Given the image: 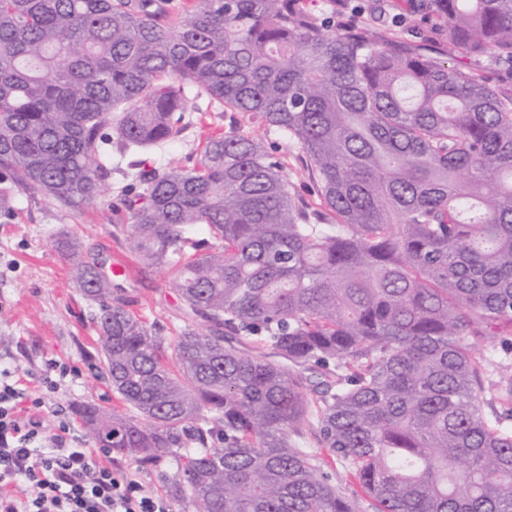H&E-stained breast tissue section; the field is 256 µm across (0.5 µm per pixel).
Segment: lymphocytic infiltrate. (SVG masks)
<instances>
[{"label": "lymphocytic infiltrate", "mask_w": 512, "mask_h": 512, "mask_svg": "<svg viewBox=\"0 0 512 512\" xmlns=\"http://www.w3.org/2000/svg\"><path fill=\"white\" fill-rule=\"evenodd\" d=\"M40 394L0 364V512H171L168 500L103 464L69 423L48 432Z\"/></svg>", "instance_id": "f902f5d3"}]
</instances>
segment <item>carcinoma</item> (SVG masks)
<instances>
[{"label":"carcinoma","mask_w":512,"mask_h":512,"mask_svg":"<svg viewBox=\"0 0 512 512\" xmlns=\"http://www.w3.org/2000/svg\"><path fill=\"white\" fill-rule=\"evenodd\" d=\"M423 8L413 44L307 0H0V215L30 189L91 204L112 151L180 135L192 90L288 136L315 175L309 211L235 131L191 167L129 164L125 240L169 273L173 337L57 241L126 406L74 412L97 447L171 465L179 512H357L299 447L312 420L375 512H512V374L492 419L477 387L512 334V85L448 64L512 63V0Z\"/></svg>","instance_id":"1"}]
</instances>
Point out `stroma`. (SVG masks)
I'll use <instances>...</instances> for the list:
<instances>
[{
	"label": "stroma",
	"mask_w": 512,
	"mask_h": 512,
	"mask_svg": "<svg viewBox=\"0 0 512 512\" xmlns=\"http://www.w3.org/2000/svg\"><path fill=\"white\" fill-rule=\"evenodd\" d=\"M403 8L417 16L420 0H362L361 12H344L336 23L358 22L382 32L386 26L381 12ZM196 105V111L187 113L184 129L174 142L143 153L146 168L194 165L206 136L240 128L264 139L283 162L295 197L309 209L318 208L310 163L288 138L266 131L232 110L214 111L206 97L197 98ZM123 185L121 171H112L94 203L78 211L61 208L30 190L18 198L10 217L0 218V360L18 361L25 380L40 376L49 359L68 368V376L56 389L41 392L45 400L41 414L49 425L67 420L83 429V421L73 411L78 401L120 412L125 409L97 376L102 357L94 322L97 307L82 296L72 266L55 247L58 239L68 237L80 241L85 252L107 265L115 257L128 256L123 236L115 231L116 225L125 221L115 209ZM117 285V295L128 300L134 313L160 326L163 335L177 334L183 324L182 304L168 288L163 271L134 263L128 277ZM304 445L319 454L325 471L335 477L345 496L359 499L361 512H373L347 462L322 449L314 432H307Z\"/></svg>",
	"instance_id": "obj_1"
}]
</instances>
